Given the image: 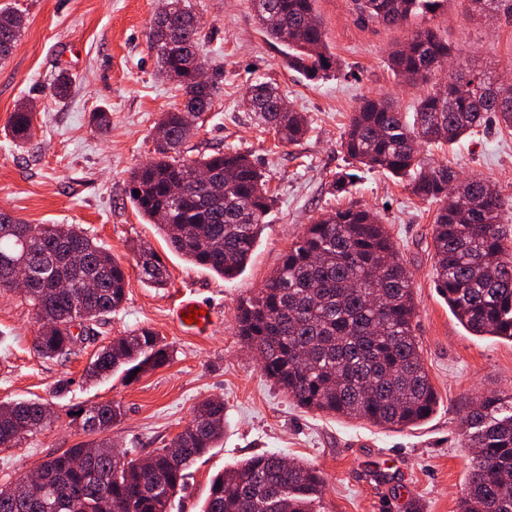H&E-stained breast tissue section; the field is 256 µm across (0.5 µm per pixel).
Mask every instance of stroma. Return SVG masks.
Segmentation results:
<instances>
[{"instance_id": "obj_1", "label": "stroma", "mask_w": 512, "mask_h": 512, "mask_svg": "<svg viewBox=\"0 0 512 512\" xmlns=\"http://www.w3.org/2000/svg\"><path fill=\"white\" fill-rule=\"evenodd\" d=\"M201 22L209 67H220V90L182 145L184 158L218 152L249 155L269 177L275 197L260 241L242 275L232 281L172 252L159 229L129 198L131 172L153 156V132L163 112L179 105L176 83L157 74L148 33L163 0H0L22 11L25 29L14 53L0 62V212L29 224H73L127 270L122 306L95 325L70 355L44 359L33 350L40 328L17 291L0 288V401L50 404L55 420L14 448H0V485L22 478L48 458L87 438L82 414L112 401L124 415L111 431L115 448L141 457L168 447L207 399L224 402V437L191 466L171 512H201L212 478L253 455L275 452L311 464L325 476L321 512H459L472 451L462 417L470 398L512 393V342L468 333L440 296L433 271L436 204L406 189L400 178L362 169L349 193L333 192L337 172L348 169L341 136L358 100L379 95L411 111L418 89L388 67L393 47L417 27L440 29L449 43L499 82L512 81V17L475 20L468 0H446L436 15L387 27L361 20L353 0H317L326 42L339 74L308 80L288 68L282 48L261 32L252 0H185ZM67 69L72 91L56 100L51 83ZM274 82L310 121L299 144L278 145L243 104L255 80ZM36 109L24 147L5 132L15 107ZM111 114L101 131L92 112ZM430 166L490 180L512 196V129L487 120L477 132L448 146L423 148ZM359 204L386 225L412 276L415 334L440 405L421 425L391 430L296 406L264 376L237 334L239 303L256 293L305 225L320 214ZM150 246L169 271L166 287L144 283L137 250ZM184 293L215 308L210 334H185L170 318ZM151 328L170 360L129 381L117 374L86 379L94 354L111 341Z\"/></svg>"}]
</instances>
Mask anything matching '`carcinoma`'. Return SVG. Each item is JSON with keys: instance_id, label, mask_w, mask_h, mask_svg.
Returning a JSON list of instances; mask_svg holds the SVG:
<instances>
[{"instance_id": "1", "label": "carcinoma", "mask_w": 512, "mask_h": 512, "mask_svg": "<svg viewBox=\"0 0 512 512\" xmlns=\"http://www.w3.org/2000/svg\"><path fill=\"white\" fill-rule=\"evenodd\" d=\"M447 0H355L362 15L387 27H401L416 16L439 11ZM469 17L488 9L512 16V0H468ZM316 0H254L256 16L270 39L288 48V65L309 79L324 77L335 60L324 39ZM181 0H169L151 24L149 48L161 73L174 80L186 106L162 113L155 130V156L130 181L129 197L148 223L163 232L169 248L191 263L226 280L242 274L257 245L271 196L264 174L240 153L198 159L180 157V146L212 105L218 80L191 82L198 64L201 35ZM24 17L0 8V61L16 49ZM462 53L436 30H414L393 49L388 65L412 87H424L408 114L379 96L361 98L341 138L353 161L372 169L408 176L410 192L438 203L432 227L434 275L438 292L459 323L473 336L512 341V246L500 224L508 203L488 180H461L448 165L428 169L415 145L453 144L483 126L488 115L512 128V102L488 93L490 74L467 69L444 85L431 86L432 67L441 57ZM71 79L60 71L52 95L68 96ZM249 111L274 128L281 143L295 145L308 133V120L292 107L278 111L285 98L268 82L252 83L245 95ZM7 126L21 145L30 138L33 116L17 106ZM210 172L221 190L195 181L194 171ZM183 184L174 198L169 187ZM139 195H134V191ZM25 264L40 284L27 295L41 323L34 349L43 358L70 354L73 327L93 328L123 303L125 268L91 237L67 224L0 221V288L7 287L11 266ZM140 278L164 286L168 270L154 250H138ZM68 280V292H54ZM97 288L84 292L85 282ZM416 304L408 269L376 213L360 206L329 211L307 225L281 265L260 290L237 308L238 336L256 354L261 371L300 406L367 421L387 429L417 426L439 405L438 394L419 353L413 320ZM169 361L166 345L151 329L112 338L86 370L98 379L124 369H156ZM123 415L112 402L91 406L82 429L92 439L47 458L40 469L50 490L24 493L0 486V512H167L183 486L186 470L224 437V402L200 403L193 420L174 437L183 449L173 459L166 449L151 457V470L130 458L112 466L108 432ZM468 441L476 449L469 464L459 512H512V394L482 395L463 417ZM52 423L50 407L38 401L0 404V448H13ZM93 460L76 471L75 456ZM324 479L314 467L284 464L281 455L263 453L215 476L203 512H317Z\"/></svg>"}]
</instances>
